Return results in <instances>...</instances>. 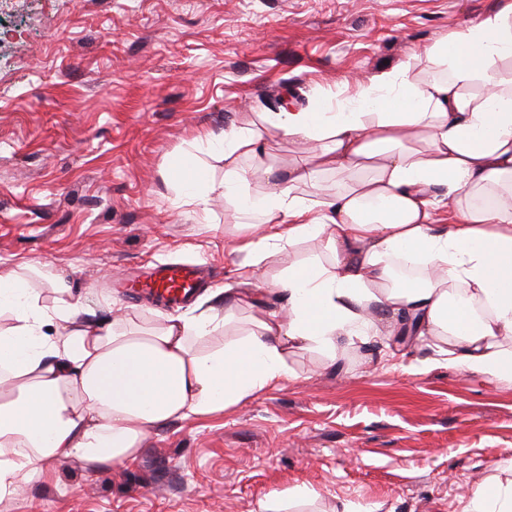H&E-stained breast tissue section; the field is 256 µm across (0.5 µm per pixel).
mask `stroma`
Instances as JSON below:
<instances>
[{
	"label": "stroma",
	"mask_w": 512,
	"mask_h": 512,
	"mask_svg": "<svg viewBox=\"0 0 512 512\" xmlns=\"http://www.w3.org/2000/svg\"><path fill=\"white\" fill-rule=\"evenodd\" d=\"M506 0H0V273L51 305L56 281L93 322L149 327L167 310L115 279L151 260L201 261L224 307L246 221L224 171L253 165L200 136L257 129L297 102L349 98L358 79ZM304 147L271 134L268 179ZM202 159L205 210L176 178ZM292 379L204 420L151 431L130 463L55 464L0 512H459L512 479V379L377 332L336 356L294 349Z\"/></svg>",
	"instance_id": "obj_1"
}]
</instances>
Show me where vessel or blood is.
<instances>
[{"label":"vessel or blood","instance_id":"1","mask_svg":"<svg viewBox=\"0 0 512 512\" xmlns=\"http://www.w3.org/2000/svg\"><path fill=\"white\" fill-rule=\"evenodd\" d=\"M204 279L205 272L199 265L161 261L133 284L130 295L135 298L146 293L174 305L190 297Z\"/></svg>","mask_w":512,"mask_h":512}]
</instances>
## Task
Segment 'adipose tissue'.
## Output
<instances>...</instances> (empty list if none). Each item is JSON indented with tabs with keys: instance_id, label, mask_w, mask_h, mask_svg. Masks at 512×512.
Segmentation results:
<instances>
[{
	"instance_id": "obj_1",
	"label": "adipose tissue",
	"mask_w": 512,
	"mask_h": 512,
	"mask_svg": "<svg viewBox=\"0 0 512 512\" xmlns=\"http://www.w3.org/2000/svg\"><path fill=\"white\" fill-rule=\"evenodd\" d=\"M274 131L319 151L257 194L249 172L224 171L225 199L259 216L224 228L244 256L233 302H254L256 286L287 300L242 333L223 337L231 315L213 308L144 333L98 326L81 299L45 307L0 274L14 320L0 332V497L60 460L131 461L153 429L287 381L289 349L332 354L382 319L391 335L447 343L469 371L512 377V0L364 77L343 104L320 99L205 140L257 157ZM310 242L317 253L267 274L274 251ZM460 512H512V480L477 486Z\"/></svg>"
}]
</instances>
